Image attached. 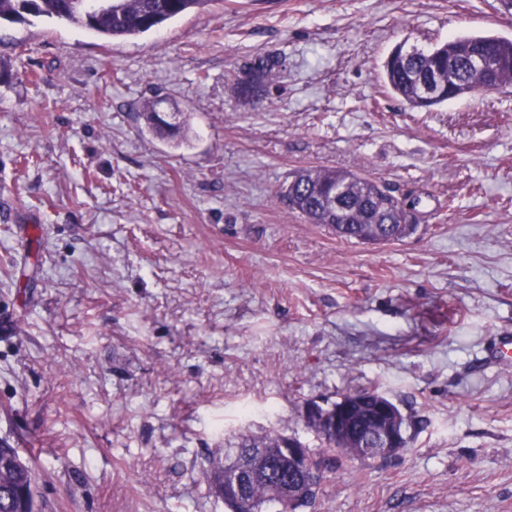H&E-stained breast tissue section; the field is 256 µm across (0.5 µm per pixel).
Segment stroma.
<instances>
[{
    "label": "stroma",
    "instance_id": "1",
    "mask_svg": "<svg viewBox=\"0 0 512 512\" xmlns=\"http://www.w3.org/2000/svg\"><path fill=\"white\" fill-rule=\"evenodd\" d=\"M512 39L501 0H215L132 39L0 22V441L45 512H224L208 458L240 437L324 447L315 403L374 390L387 458L339 457L306 512H512V92L425 110L399 45ZM280 53L244 102L232 78ZM182 110L189 145L142 105ZM302 167L415 204L369 245L281 196ZM253 65L249 71L257 70L262 85L269 90L283 66V58L278 54L267 55L258 58ZM154 112H158V111L155 108V104H153L152 102L148 101L143 105L142 113H141L142 118L144 119L146 126L150 132H152L156 137H158L162 140H167L169 142H175V144L177 146H179L183 143H186L188 141L189 127L184 120H182V122H181L179 135L177 137H171V136H168L162 128H160L159 126H157L154 123V120H153ZM157 121L159 122V124H161L162 126H165L166 128H168L171 131H175L177 128V119L172 112H158L157 113ZM486 358L493 363L510 362L512 360V335L497 334L492 336Z\"/></svg>",
    "mask_w": 512,
    "mask_h": 512
}]
</instances>
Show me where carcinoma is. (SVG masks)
I'll list each match as a JSON object with an SVG mask.
<instances>
[{
	"label": "carcinoma",
	"mask_w": 512,
	"mask_h": 512,
	"mask_svg": "<svg viewBox=\"0 0 512 512\" xmlns=\"http://www.w3.org/2000/svg\"><path fill=\"white\" fill-rule=\"evenodd\" d=\"M91 0H0V21L21 22L27 17H45L58 22L86 28L107 39H129L157 30L168 21L194 10H203L215 0H112V9L100 16H86ZM283 66L277 54L258 58L250 71L258 72L265 88H270ZM431 73L442 85H451L455 97L486 95L512 84V40L495 36L464 35L455 37L427 52L408 58L398 57L385 65V80L390 90L406 102L429 108L448 101L443 95L425 104L418 102L419 77ZM155 104L146 102L142 118L156 137L181 145L188 141L189 127L181 122L179 135L171 137L153 120ZM340 189L350 206L347 224H325L323 212L325 191ZM294 194L290 209L309 224H325L336 237L346 241H364L373 244L400 241L409 236L414 227L403 223V209L396 206L386 218L390 229L377 231L368 223L361 202L379 193V183L346 170L309 167L294 173L285 190ZM339 403L320 409L325 423L312 424L323 440L327 451L336 448L334 421L339 415ZM353 430L365 435L377 433L380 422L370 409H363L350 419ZM288 436L275 434L263 438L244 437L236 446L235 456L242 458L252 451H263L266 458L263 469L267 474L250 481L247 506L224 500V462L232 456L211 458L204 474L210 493L224 501L227 512H298L314 504L325 470L332 459L311 456L315 470L311 484L302 496L288 495V459L281 448ZM40 472L37 465L23 457L19 449L0 445V512H42L43 503L38 493Z\"/></svg>",
	"instance_id": "carcinoma-1"
}]
</instances>
